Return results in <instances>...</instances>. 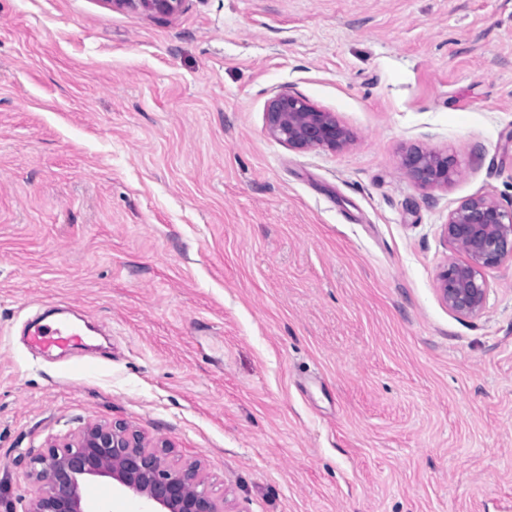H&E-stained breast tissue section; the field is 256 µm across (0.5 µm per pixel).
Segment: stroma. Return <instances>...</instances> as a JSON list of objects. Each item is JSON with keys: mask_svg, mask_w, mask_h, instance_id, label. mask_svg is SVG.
<instances>
[{"mask_svg": "<svg viewBox=\"0 0 512 512\" xmlns=\"http://www.w3.org/2000/svg\"><path fill=\"white\" fill-rule=\"evenodd\" d=\"M288 90L351 145L270 136ZM479 196L512 201V0H0V512L112 423L227 512H512V262L474 315L437 281ZM52 307L72 354L25 334ZM403 167L412 181L427 188L448 186L458 173L454 158L419 147L406 154Z\"/></svg>", "mask_w": 512, "mask_h": 512, "instance_id": "1", "label": "stroma"}]
</instances>
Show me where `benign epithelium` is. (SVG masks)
Listing matches in <instances>:
<instances>
[{"label":"benign epithelium","mask_w":512,"mask_h":512,"mask_svg":"<svg viewBox=\"0 0 512 512\" xmlns=\"http://www.w3.org/2000/svg\"><path fill=\"white\" fill-rule=\"evenodd\" d=\"M113 2L137 3L149 12L170 15L184 0ZM265 120L269 133L294 150L336 151L351 141L335 113L297 93L271 97ZM403 167L412 181L427 188L446 186L457 175L454 158L419 147L406 154ZM444 234L467 255V261H451L439 273L442 299L458 314H476L489 290L483 270L512 260V203L505 206L486 196L469 198L448 214ZM164 455L165 449L146 447L138 434L122 425L90 426L74 441L52 445L32 459L37 493L28 512H94L81 492L80 480L88 476L108 478L116 489L142 498L147 512H224V502L207 489L197 469L172 471Z\"/></svg>","instance_id":"benign-epithelium-1"}]
</instances>
